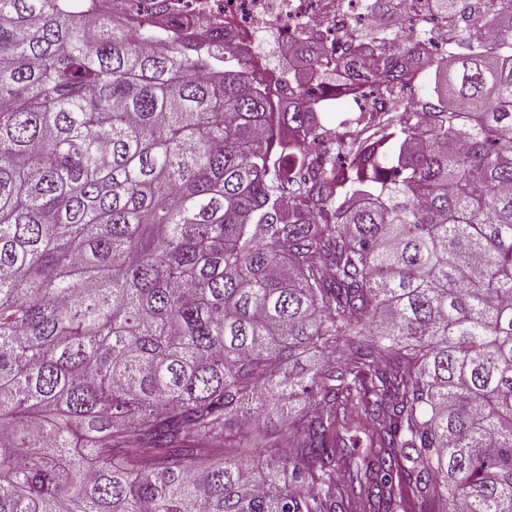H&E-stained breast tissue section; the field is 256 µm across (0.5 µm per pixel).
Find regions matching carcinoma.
<instances>
[{
  "instance_id": "cac0c4a2",
  "label": "carcinoma",
  "mask_w": 512,
  "mask_h": 512,
  "mask_svg": "<svg viewBox=\"0 0 512 512\" xmlns=\"http://www.w3.org/2000/svg\"><path fill=\"white\" fill-rule=\"evenodd\" d=\"M123 2L0 0V512H512V0H429L426 55L366 0L269 86ZM380 76L381 74L379 72L373 71L371 74H365V76H351L349 79H346L344 83L346 86L344 87H351L354 89L353 91L347 93L348 99H346L352 108L351 112L362 110V108L365 109L367 107L365 97L361 95L359 96V94L363 90H366L369 85L376 84ZM273 418L274 420L271 423L262 424L260 428H256L252 433L250 448H252L256 456H261V458H265L269 454L265 448L269 442H277L279 447L286 446L284 439L288 427L287 422L276 417Z\"/></svg>"
}]
</instances>
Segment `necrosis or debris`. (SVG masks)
<instances>
[{"label": "necrosis or debris", "instance_id": "4bbe7bcc", "mask_svg": "<svg viewBox=\"0 0 512 512\" xmlns=\"http://www.w3.org/2000/svg\"><path fill=\"white\" fill-rule=\"evenodd\" d=\"M172 18L189 21L203 40L214 28L224 26L244 44L263 45L264 56L277 60L276 66L257 71V78L264 81L287 72L293 49L317 52V45L306 37L308 26L323 25L341 37L375 23L363 10L362 0H351L346 7L340 0H177L174 16L146 12L147 21L155 24Z\"/></svg>", "mask_w": 512, "mask_h": 512}]
</instances>
